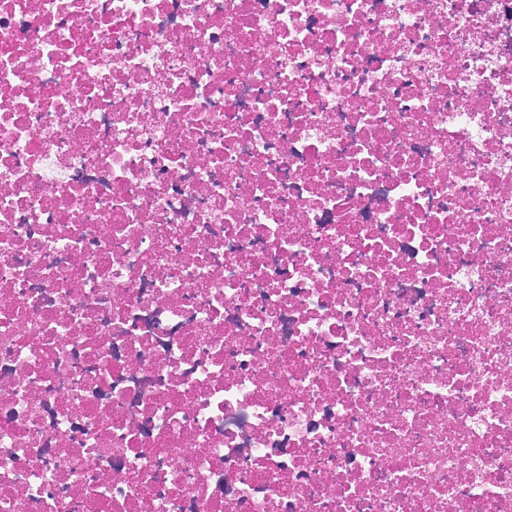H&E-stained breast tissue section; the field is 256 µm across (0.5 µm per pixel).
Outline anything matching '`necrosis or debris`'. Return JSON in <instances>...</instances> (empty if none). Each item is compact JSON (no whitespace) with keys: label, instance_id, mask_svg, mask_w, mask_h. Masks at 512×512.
Returning a JSON list of instances; mask_svg holds the SVG:
<instances>
[{"label":"necrosis or debris","instance_id":"necrosis-or-debris-1","mask_svg":"<svg viewBox=\"0 0 512 512\" xmlns=\"http://www.w3.org/2000/svg\"><path fill=\"white\" fill-rule=\"evenodd\" d=\"M0 512H512V0H0Z\"/></svg>","mask_w":512,"mask_h":512}]
</instances>
